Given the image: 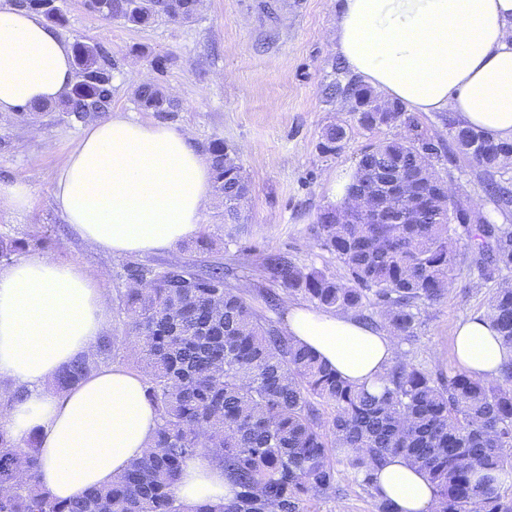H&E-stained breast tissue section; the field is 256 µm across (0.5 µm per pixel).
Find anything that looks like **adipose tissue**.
<instances>
[{"instance_id": "adipose-tissue-1", "label": "adipose tissue", "mask_w": 512, "mask_h": 512, "mask_svg": "<svg viewBox=\"0 0 512 512\" xmlns=\"http://www.w3.org/2000/svg\"><path fill=\"white\" fill-rule=\"evenodd\" d=\"M337 49L348 68L385 100L416 112H454L459 122L512 142V0H343ZM76 73L70 44L36 13L0 4V112L59 101ZM209 162L189 130L120 112L92 122L53 180L64 221L118 255L160 252L197 234L213 208ZM103 276L46 254L0 267V386L22 400L0 407L16 439L38 432L41 485L69 500L119 477L153 445L157 414L142 378L104 367L64 394L50 383L94 352L112 321ZM286 333L342 378L373 386L393 363L396 341L345 312L289 305ZM459 365L497 375L512 349L479 318L454 337ZM394 512H435L428 477L400 456L377 471ZM193 507L234 495L223 470L187 459L174 485Z\"/></svg>"}]
</instances>
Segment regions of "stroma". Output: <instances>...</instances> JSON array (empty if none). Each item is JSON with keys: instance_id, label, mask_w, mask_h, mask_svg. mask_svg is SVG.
Masks as SVG:
<instances>
[{"instance_id": "obj_1", "label": "stroma", "mask_w": 512, "mask_h": 512, "mask_svg": "<svg viewBox=\"0 0 512 512\" xmlns=\"http://www.w3.org/2000/svg\"><path fill=\"white\" fill-rule=\"evenodd\" d=\"M65 21L57 30L67 42L97 43L115 62L112 110L140 120L190 128L199 149L224 140L251 186L245 229L231 233L223 209L205 214L200 232L207 245L191 238L170 250L117 256L81 239L53 202L57 168L82 135L83 123L69 121L58 105L23 117L0 114V182L31 178L33 205L22 212L0 209V236L24 242L26 253H44L88 273L106 271L105 288L118 297L124 268L136 263L161 268L187 264L197 272L223 266L228 287L239 289L275 328H283L285 309L270 310L263 292L271 282L263 269L267 254L278 253L303 267L342 275L335 256L316 244L313 227L333 200L332 179L352 172L360 153L392 137L387 128L352 123L343 102H327L323 89L346 78L335 49V11L325 0H205L186 22L158 17L144 26L104 19L84 0H57ZM158 84L176 102L174 111L143 110L136 87ZM332 123L349 127L344 149L321 154L318 145ZM440 174L453 186L452 200L473 211L512 224V206L496 210L485 197L486 176L512 186V166L492 174L464 156L441 160ZM493 287L461 263L445 296L423 309L411 340L397 353L433 370L456 368L453 353L458 324L483 313ZM341 492L312 500L308 512H369L370 497L347 473H339Z\"/></svg>"}]
</instances>
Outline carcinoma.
Masks as SVG:
<instances>
[{
	"label": "carcinoma",
	"instance_id": "carcinoma-1",
	"mask_svg": "<svg viewBox=\"0 0 512 512\" xmlns=\"http://www.w3.org/2000/svg\"><path fill=\"white\" fill-rule=\"evenodd\" d=\"M198 0H87L105 19L133 26L159 16L189 20ZM78 81L61 101V110L83 122L112 104L115 64L96 44H77ZM367 90L349 79L333 80L327 102L343 101ZM139 106L171 112L174 101L153 83L135 90ZM443 123L457 151L485 172L502 165L511 144L493 143L482 132L446 116ZM396 134L361 152L346 194L384 196L392 169L411 187L420 219L415 224H338L337 207L320 213L317 245L334 255L344 274L329 277L278 255L266 257L264 270L281 291L268 290L275 309L281 292L301 294L326 311L361 312L377 307L379 320L361 316L399 340L414 336L422 308L441 300L463 259L472 255L479 276L501 273L481 319L503 345L512 348V225L458 205L432 203L422 177L420 148L435 147L430 174L440 181L436 162L442 144L422 129L412 112H397ZM347 125H329L320 143L335 154L348 138ZM213 187L224 202V223L238 224L250 185L234 153L221 139L208 148ZM486 197L503 209L512 189L490 180ZM23 243L0 238V263L8 265ZM127 288L120 295L126 322L120 335H104L94 353L77 358L52 381L62 394L112 358H125L142 372L147 397L158 416L154 447L133 461L111 484L65 502L38 481L39 437L18 441L0 427V512H305L306 502L340 494L336 465L370 490L376 512H393L380 495L374 473L391 456H402L435 485L436 512H512L502 488L512 481V361L492 377L465 369L433 372L412 359L388 368L387 386L375 395L339 376L301 345L265 322L235 288L224 270L196 273L187 264L160 269L130 263ZM330 408L321 422L314 403ZM342 451L340 458L332 449ZM201 456L224 471L235 496L220 505L188 508L173 492L184 461Z\"/></svg>",
	"mask_w": 512,
	"mask_h": 512
}]
</instances>
